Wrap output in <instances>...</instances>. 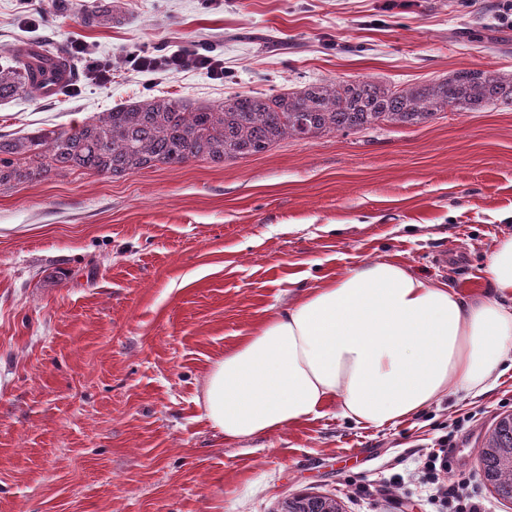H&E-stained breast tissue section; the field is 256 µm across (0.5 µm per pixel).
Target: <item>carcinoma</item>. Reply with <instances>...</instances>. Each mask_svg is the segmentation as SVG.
Masks as SVG:
<instances>
[{"label":"carcinoma","mask_w":512,"mask_h":512,"mask_svg":"<svg viewBox=\"0 0 512 512\" xmlns=\"http://www.w3.org/2000/svg\"><path fill=\"white\" fill-rule=\"evenodd\" d=\"M73 70V59L46 45L12 53L0 65V102L40 97L46 76ZM512 109V78L464 68L430 84L391 88L370 80L325 81L280 94L238 93L217 105L146 97L91 116L69 128L8 138L0 135V188L32 185L61 173L121 176L191 160L220 164L263 152L285 138L356 132L379 124L412 126L440 112ZM493 492L512 485L481 453ZM328 498L296 496L288 512H317Z\"/></svg>","instance_id":"cac0c4a2"}]
</instances>
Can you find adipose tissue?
Returning <instances> with one entry per match:
<instances>
[{
	"label": "adipose tissue",
	"mask_w": 512,
	"mask_h": 512,
	"mask_svg": "<svg viewBox=\"0 0 512 512\" xmlns=\"http://www.w3.org/2000/svg\"><path fill=\"white\" fill-rule=\"evenodd\" d=\"M466 296L378 260L299 292L212 361L195 402L215 437L249 442L322 415L380 428L512 363V235Z\"/></svg>",
	"instance_id": "ef3b65f1"
}]
</instances>
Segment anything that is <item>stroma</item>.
Returning <instances> with one entry per match:
<instances>
[{
    "label": "stroma",
    "instance_id": "obj_1",
    "mask_svg": "<svg viewBox=\"0 0 512 512\" xmlns=\"http://www.w3.org/2000/svg\"><path fill=\"white\" fill-rule=\"evenodd\" d=\"M0 0V53L86 42L69 91L0 103V134L81 123L143 96L213 105L321 81L401 88L461 68L512 77L498 0ZM215 49L224 79L138 72L132 53ZM512 234V109L281 140L216 165L67 173L0 190V512H282L298 494L343 512H448L409 480L453 436L483 512H512L479 450L512 414V368L399 425L337 407L251 442L217 443L194 401L212 360L298 288L373 260L467 291ZM73 48L76 54L80 57L85 58L87 65L88 75L93 80L108 81L112 74L110 66L100 59L91 57V53L88 51L87 46L82 42H75Z\"/></svg>",
    "mask_w": 512,
    "mask_h": 512
}]
</instances>
